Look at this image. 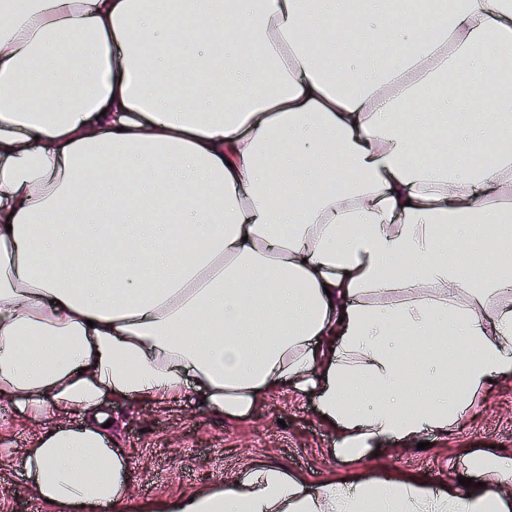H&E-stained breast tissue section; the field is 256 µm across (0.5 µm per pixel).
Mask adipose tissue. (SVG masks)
<instances>
[{
  "instance_id": "adipose-tissue-1",
  "label": "adipose tissue",
  "mask_w": 512,
  "mask_h": 512,
  "mask_svg": "<svg viewBox=\"0 0 512 512\" xmlns=\"http://www.w3.org/2000/svg\"><path fill=\"white\" fill-rule=\"evenodd\" d=\"M510 63L512 0H0V399L75 418L25 456L35 495L512 512L483 486L270 463L147 503L106 427L112 400L197 391L244 419L290 383L362 458L446 434L512 375ZM402 336L453 371L414 408Z\"/></svg>"
}]
</instances>
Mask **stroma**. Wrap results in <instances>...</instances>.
Returning <instances> with one entry per match:
<instances>
[{"instance_id":"1","label":"stroma","mask_w":512,"mask_h":512,"mask_svg":"<svg viewBox=\"0 0 512 512\" xmlns=\"http://www.w3.org/2000/svg\"><path fill=\"white\" fill-rule=\"evenodd\" d=\"M113 446L135 471L131 494L158 502L192 492L251 465L276 463L310 485L354 483L375 475L416 477L457 484L476 456L501 448L512 458V376L474 394L448 435L423 434L426 449L390 443L376 455L337 457L336 438L318 415L313 395L285 386L259 400L244 420L205 412L195 393L161 405L111 407ZM39 429L0 402V512H31L37 498L21 467Z\"/></svg>"}]
</instances>
